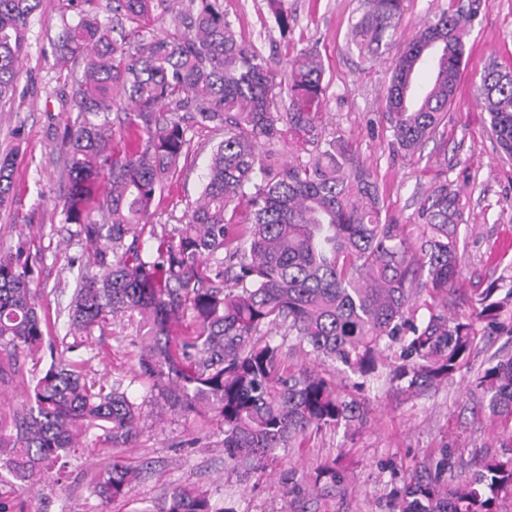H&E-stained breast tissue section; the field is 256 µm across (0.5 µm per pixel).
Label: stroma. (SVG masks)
I'll list each match as a JSON object with an SVG mask.
<instances>
[{"label": "stroma", "instance_id": "stroma-1", "mask_svg": "<svg viewBox=\"0 0 512 512\" xmlns=\"http://www.w3.org/2000/svg\"><path fill=\"white\" fill-rule=\"evenodd\" d=\"M467 25L464 69L448 122L419 151L407 154L390 145L383 118L389 68L400 46L424 21L452 6L451 0H404L398 25L388 31L377 60L366 59L351 43V30L364 0H286L296 23L281 36L270 20L268 0H224V11L244 40L278 61L303 49L322 57L327 86L326 134L341 137L377 181L382 204L394 223L419 233L417 209L438 181L448 182L467 202L457 229L462 259L461 301L455 315L477 313L471 294L492 281L512 287V158L504 155L477 98L474 82L489 59L512 64V0H476ZM66 0H43L26 34L27 48L13 98L0 105V153L13 151L15 190L0 207V252L26 244L36 262L32 284L41 313L52 326L45 350L81 362L88 379L120 378L128 395L142 404L135 442L113 447L89 437L83 455L71 460L63 482L45 480L24 494L25 512H149L174 486L210 491L231 512H391L405 478L424 470L451 448L460 460L456 475L476 470L486 451L512 444V430L488 413L471 381L491 358L512 356V303L497 325L487 328L467 363L447 384L413 400L386 387L359 388L356 376L339 365H322L342 392L364 404L361 424L325 429L302 447L282 448L264 473H246L224 456V434L214 413L174 411L152 399L150 383L137 373L141 340L134 326L117 323L73 336L59 310L72 292L71 260L83 247L65 224L61 199L69 185L68 156L53 138V124L70 115L64 97L81 60L67 70L56 65L53 42L63 23L77 22ZM190 155L179 174L158 194L153 207L157 229L176 224L195 201L204 181L214 135L194 125L187 132ZM0 432L14 436L12 419L31 384V358H0ZM336 461L348 478L331 493H308L303 473ZM141 469L123 498L104 503L88 485L112 462Z\"/></svg>", "mask_w": 512, "mask_h": 512}]
</instances>
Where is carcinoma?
<instances>
[{
    "label": "carcinoma",
    "instance_id": "cac0c4a2",
    "mask_svg": "<svg viewBox=\"0 0 512 512\" xmlns=\"http://www.w3.org/2000/svg\"><path fill=\"white\" fill-rule=\"evenodd\" d=\"M81 6L54 42L58 63L83 58L71 96L76 112L57 133L69 156L65 223L92 252L67 305L70 331L89 336L117 316L142 330L140 375L165 405L208 408L224 433V455L244 467L276 455L324 427L363 421L360 402L321 373L288 363L284 339L331 361L364 387L380 378L397 392L422 396L448 381L468 359L477 321L499 318L505 301L489 285L477 320L448 316L457 304L460 256L456 227L465 202L448 183L420 203L423 230L382 215L372 174L336 139L321 140L324 67L313 50L272 66L239 40L223 0H187L162 35L145 20L168 12L167 0H112L131 24L122 39ZM353 27L359 52L373 51L395 27L403 0H368ZM41 0H0V100L14 95L30 18ZM284 37L293 17L269 0ZM464 7L428 19L392 62L384 114L392 144L414 153L448 117L466 51ZM491 130L512 157V70L492 61L477 88ZM288 98L283 107L282 98ZM123 113L114 127L112 112ZM224 133L213 149L202 191L186 222L157 233L150 224L158 191L187 155L186 121ZM137 138L129 143L124 132ZM14 189V161L0 155V205ZM151 244L144 249V236ZM427 277H422V271ZM37 289L24 249L0 253V349L39 351L45 342ZM490 415L512 423V356L480 373ZM141 406L120 380L87 381L81 363L63 357L34 375L14 417L16 437H0V512H24L21 495L51 476L62 455L97 431L128 445ZM454 452L434 471L414 472L396 494V512H498L512 496V452L493 454L457 482ZM141 473L118 463L90 495L106 503L125 495ZM346 474L323 464L306 476L312 492H331ZM153 512H231L207 490L174 488Z\"/></svg>",
    "mask_w": 512,
    "mask_h": 512
}]
</instances>
